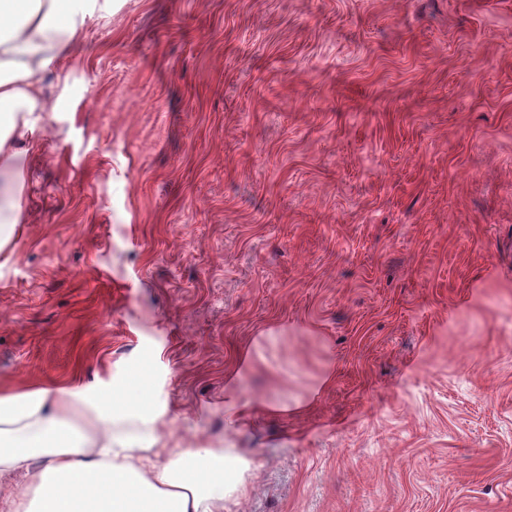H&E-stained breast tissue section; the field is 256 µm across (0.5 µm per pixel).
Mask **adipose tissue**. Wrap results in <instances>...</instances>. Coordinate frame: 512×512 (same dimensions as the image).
Here are the masks:
<instances>
[{
    "label": "adipose tissue",
    "mask_w": 512,
    "mask_h": 512,
    "mask_svg": "<svg viewBox=\"0 0 512 512\" xmlns=\"http://www.w3.org/2000/svg\"><path fill=\"white\" fill-rule=\"evenodd\" d=\"M87 17L73 0H0V165L11 162L29 113L44 111V77L81 38ZM49 400L44 390L0 397V471L39 462L34 512H223V449L168 447L155 422L147 441L122 438L108 425L136 407L112 397L98 402L107 428L89 459L84 435L60 428Z\"/></svg>",
    "instance_id": "obj_1"
}]
</instances>
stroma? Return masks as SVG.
I'll return each instance as SVG.
<instances>
[{"label":"stroma","mask_w":512,"mask_h":512,"mask_svg":"<svg viewBox=\"0 0 512 512\" xmlns=\"http://www.w3.org/2000/svg\"><path fill=\"white\" fill-rule=\"evenodd\" d=\"M0 169V396L246 459L224 512H512V0H94ZM134 412H137L136 406L124 397L100 398L97 405L98 419L105 424H111L120 414Z\"/></svg>","instance_id":"1"}]
</instances>
